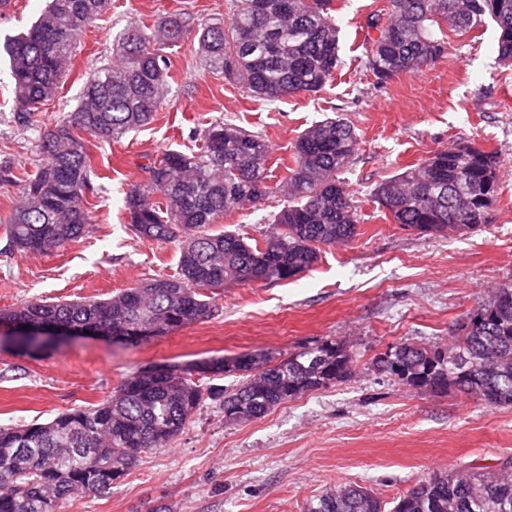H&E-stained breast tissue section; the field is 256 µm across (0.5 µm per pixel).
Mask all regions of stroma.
<instances>
[{"label":"stroma","instance_id":"35a3bbf8","mask_svg":"<svg viewBox=\"0 0 512 512\" xmlns=\"http://www.w3.org/2000/svg\"><path fill=\"white\" fill-rule=\"evenodd\" d=\"M87 28L57 95L29 126L12 120V79L0 62V162L31 171L39 136L77 105L90 71L112 57V38L143 19L180 8L199 20L230 18L231 0H114ZM389 0H334L340 67L316 94L268 104L206 68L196 40L169 55L175 82L150 124L118 141L90 144L92 229L50 255L4 254L5 223L19 196L0 182V309L32 299H105L175 274L174 242L139 240L127 228L126 190L143 183L149 160L191 144L199 117L258 132L280 165L312 122L351 121L359 151L343 178L362 233L346 247H322L318 261L280 282L213 289L208 318L131 346L93 336L26 352L0 328V427L46 421L99 404L131 373L213 358H288L344 340L358 355L348 381L303 394L265 416L228 425L205 401L170 447L144 455L109 492L75 494L58 512H303L329 488L358 484L392 502L421 478L451 468H495L512 456V407L462 393L437 395L371 369V358L406 342L447 347L459 323L512 280V65L497 59L493 27L449 33L448 50L420 70L376 85L364 66L366 21ZM454 143L498 151V196L485 228L457 237L405 230L369 199L375 185ZM281 196L228 213L216 226L246 237L269 230Z\"/></svg>","mask_w":512,"mask_h":512}]
</instances>
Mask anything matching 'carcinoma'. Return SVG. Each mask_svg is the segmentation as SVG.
<instances>
[{
	"mask_svg": "<svg viewBox=\"0 0 512 512\" xmlns=\"http://www.w3.org/2000/svg\"><path fill=\"white\" fill-rule=\"evenodd\" d=\"M333 0H233L229 21L197 23L187 9L141 21L113 39L115 63L85 80L75 110L39 139L40 159L21 178L19 202L6 225L4 252L48 255L86 236L87 194L94 191L90 138L112 140L149 124L173 76L166 50L196 33L212 73L251 97L275 102L317 93L340 63ZM370 17L365 67L384 84L418 70L447 49L445 31L465 33L491 21L498 59L512 63V0H389ZM112 8V0H49L29 28L0 42L9 63L20 126L55 97L77 37ZM198 144L168 150L147 167V180L124 198L127 226L138 238L179 245L170 288L146 281L108 299L28 300L0 309V325L69 323L159 336L210 316L204 291L226 283L276 282L310 269L323 246H346L360 235L357 206L338 174L358 151L354 125L337 115L314 122L294 143L288 177L270 184L265 139L213 119L193 132ZM495 151L453 145L377 183L371 196L394 223L420 234L470 233L489 223L498 195ZM280 194L286 204L263 241L213 228L224 214ZM474 329L448 348L399 344L372 359L375 370L420 391L462 392L493 407L512 406V282L470 310ZM357 357L342 342L324 343L273 364L269 359H212L204 367L164 373L144 369L125 378L96 406L76 407L47 422L0 428V512H57L74 494H97L121 481L141 455L177 438L204 397L224 420L241 423L307 392L347 381ZM238 375L226 389L208 385ZM26 448L23 454L20 449ZM306 512H386L361 486L329 489ZM391 512H512V456L488 471L448 469L415 487Z\"/></svg>",
	"mask_w": 512,
	"mask_h": 512,
	"instance_id": "obj_1",
	"label": "carcinoma"
}]
</instances>
